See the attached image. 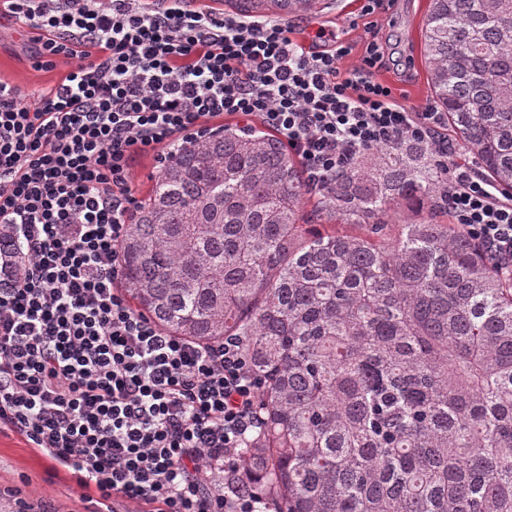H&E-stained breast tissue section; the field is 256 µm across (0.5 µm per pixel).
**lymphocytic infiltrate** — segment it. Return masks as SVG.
Returning <instances> with one entry per match:
<instances>
[{
  "label": "lymphocytic infiltrate",
  "mask_w": 512,
  "mask_h": 512,
  "mask_svg": "<svg viewBox=\"0 0 512 512\" xmlns=\"http://www.w3.org/2000/svg\"><path fill=\"white\" fill-rule=\"evenodd\" d=\"M42 57L68 71L35 101L0 82V224L28 265L0 285V433L75 475L93 512H269L240 470L262 427L239 337L201 346L133 309L118 283L137 198L135 156L205 138L212 120L260 119L325 187L357 155L431 141L448 214L512 270V195L457 163L444 113L407 107L376 78L382 55L339 66L287 24L216 18L188 0H8Z\"/></svg>",
  "instance_id": "lymphocytic-infiltrate-1"
}]
</instances>
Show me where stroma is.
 Returning a JSON list of instances; mask_svg holds the SVG:
<instances>
[{
  "instance_id": "obj_1",
  "label": "stroma",
  "mask_w": 512,
  "mask_h": 512,
  "mask_svg": "<svg viewBox=\"0 0 512 512\" xmlns=\"http://www.w3.org/2000/svg\"><path fill=\"white\" fill-rule=\"evenodd\" d=\"M365 0H317L313 9L292 13L284 21L294 39L309 46L320 28L336 33L349 46L341 69L358 65L366 41H377L386 67L379 79L400 89L402 104L432 103L428 72L422 58V25L430 0H382L374 14L363 15ZM39 45L35 34L21 20L0 12V81L34 93L58 83L66 73L63 65L37 64ZM20 488L33 512L52 503L57 512H86L80 490L69 472L54 470L51 461L18 434H0V488Z\"/></svg>"
}]
</instances>
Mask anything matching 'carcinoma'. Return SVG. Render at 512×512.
<instances>
[{"mask_svg":"<svg viewBox=\"0 0 512 512\" xmlns=\"http://www.w3.org/2000/svg\"><path fill=\"white\" fill-rule=\"evenodd\" d=\"M423 52L454 141L511 191L512 0H430ZM445 183L428 142L375 148L314 191L310 224L299 160L225 127L181 142L127 225L131 305L192 342L241 339L262 381L241 466L272 512H512V276L442 221ZM402 206L423 217L392 235ZM0 252L23 269L2 231Z\"/></svg>","mask_w":512,"mask_h":512,"instance_id":"carcinoma-1","label":"carcinoma"}]
</instances>
